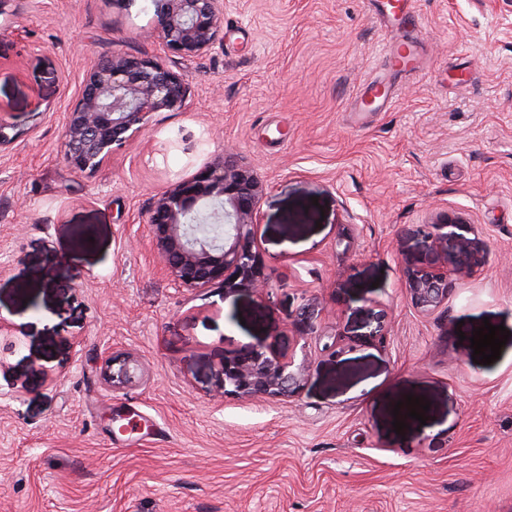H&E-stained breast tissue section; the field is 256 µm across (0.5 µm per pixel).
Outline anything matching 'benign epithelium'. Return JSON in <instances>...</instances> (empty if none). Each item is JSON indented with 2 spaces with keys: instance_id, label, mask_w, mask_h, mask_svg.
<instances>
[{
  "instance_id": "obj_1",
  "label": "benign epithelium",
  "mask_w": 512,
  "mask_h": 512,
  "mask_svg": "<svg viewBox=\"0 0 512 512\" xmlns=\"http://www.w3.org/2000/svg\"><path fill=\"white\" fill-rule=\"evenodd\" d=\"M154 30L163 52L182 58L201 56L222 43L220 0H156ZM189 95L187 77L171 70L160 55L122 52L100 59L85 74L81 93L67 115L65 158L78 174H93L128 140L140 135L158 112L182 110ZM263 185L236 151L199 168L161 191L147 219L149 236L173 287L206 288L220 281L229 291L270 287L273 268L252 248V227ZM197 213L214 234L189 223ZM461 215L443 214L419 230L428 251L457 254L453 267L432 263L409 272L405 288L415 307L436 308L448 297L453 278L468 273L466 233ZM224 395L274 399L293 395L301 372L293 361L267 355L265 346L224 355Z\"/></svg>"
}]
</instances>
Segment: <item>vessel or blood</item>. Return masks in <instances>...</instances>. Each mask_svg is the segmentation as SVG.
<instances>
[{
    "label": "vessel or blood",
    "instance_id": "b4317fda",
    "mask_svg": "<svg viewBox=\"0 0 512 512\" xmlns=\"http://www.w3.org/2000/svg\"><path fill=\"white\" fill-rule=\"evenodd\" d=\"M381 27H389L393 21L415 19V0H369ZM385 66L389 80L373 79L365 83L355 96L351 109L355 112L366 108L388 109L398 96L399 78L410 77L419 69L418 45L409 40H399L386 50Z\"/></svg>",
    "mask_w": 512,
    "mask_h": 512
}]
</instances>
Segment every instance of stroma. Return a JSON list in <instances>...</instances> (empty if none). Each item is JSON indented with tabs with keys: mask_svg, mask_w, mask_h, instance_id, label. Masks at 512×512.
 <instances>
[{
	"mask_svg": "<svg viewBox=\"0 0 512 512\" xmlns=\"http://www.w3.org/2000/svg\"><path fill=\"white\" fill-rule=\"evenodd\" d=\"M221 7V46L167 59L186 108L91 175L65 116L99 59L158 53L152 12L10 0L0 22V512H512V0H417L416 78L360 113L390 41L367 0ZM230 147L264 185L272 287L173 288L147 212ZM444 213L475 227L470 272L424 312L405 275ZM486 322L511 336L483 365ZM228 338L292 357L298 392L225 395ZM116 358L131 382L105 381ZM409 395L428 420L395 431ZM401 83L394 80L383 81L372 79L365 83L355 96L352 105V112H371L373 109L387 110L398 96ZM371 109H367L366 104Z\"/></svg>",
	"mask_w": 512,
	"mask_h": 512,
	"instance_id": "1",
	"label": "stroma"
}]
</instances>
